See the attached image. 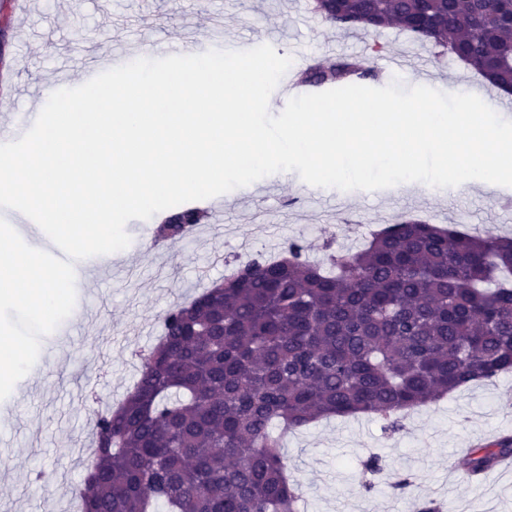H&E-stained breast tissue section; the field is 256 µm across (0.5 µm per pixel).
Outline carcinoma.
<instances>
[{"instance_id": "cac0c4a2", "label": "carcinoma", "mask_w": 512, "mask_h": 512, "mask_svg": "<svg viewBox=\"0 0 512 512\" xmlns=\"http://www.w3.org/2000/svg\"><path fill=\"white\" fill-rule=\"evenodd\" d=\"M341 30L394 25L512 92V0H313ZM373 75L367 57L301 72L314 87ZM178 208L167 240L208 222ZM292 241L245 276L215 282L162 317L137 383L91 413L98 451L83 512H299L278 433L370 415L396 430L408 413L512 371V238L416 219L385 225L357 251L311 261ZM512 437L458 462L477 478Z\"/></svg>"}]
</instances>
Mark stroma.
Wrapping results in <instances>:
<instances>
[{
    "mask_svg": "<svg viewBox=\"0 0 512 512\" xmlns=\"http://www.w3.org/2000/svg\"><path fill=\"white\" fill-rule=\"evenodd\" d=\"M216 15L223 18V40L262 39L305 66L362 56L379 45L377 66L409 60V67L393 72L403 87L450 93L465 84L479 88L485 103L502 97L461 62L436 55L397 27L335 29L311 12L310 0H28L22 10L13 0H0V84L9 92L0 105V130L11 131L33 111L59 66H68V81L77 87L83 83L80 60L107 55L144 35L163 44L204 39ZM296 178L279 172L254 182L252 195L228 192L223 223L201 225L180 240L157 239L150 219L127 223L131 243L113 253L112 263L134 262L135 278L108 274L76 282L84 302L69 316L68 333L42 338L37 372L20 379L5 400L0 450L9 466L0 469V512H45L53 501L68 508L84 475L78 450L90 433L89 407L121 402L139 378L141 352L159 337L165 311L222 279L227 266L245 263L248 253L272 258L291 240L302 241L315 259L323 258L327 243L353 251L367 226L403 215L455 224L472 234L485 225L491 234L512 236V209L480 189L456 200L429 188H407V206L345 191L344 209L330 212L312 201L332 196V189L307 194ZM503 433L512 435V372L410 412L396 433L367 416L310 424L289 435L284 454L305 512H409L415 497L455 512H512V474L487 472L474 489L453 467L463 449ZM372 456L380 457L381 471L369 477L362 463ZM400 473L409 474L411 483L396 490L392 482Z\"/></svg>",
    "mask_w": 512,
    "mask_h": 512,
    "instance_id": "stroma-1",
    "label": "stroma"
}]
</instances>
